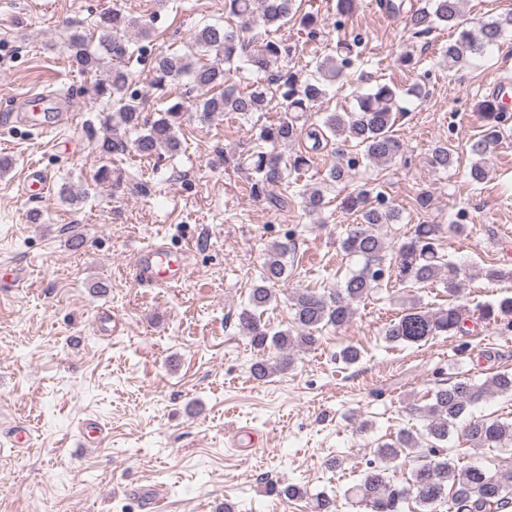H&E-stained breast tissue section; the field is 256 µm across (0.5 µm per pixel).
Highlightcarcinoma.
Wrapping results in <instances>:
<instances>
[{"instance_id": "carcinoma-1", "label": "carcinoma", "mask_w": 512, "mask_h": 512, "mask_svg": "<svg viewBox=\"0 0 512 512\" xmlns=\"http://www.w3.org/2000/svg\"><path fill=\"white\" fill-rule=\"evenodd\" d=\"M464 0H428L417 7L406 0H379L386 12L405 19L408 31L416 38L429 36L442 23L457 37L441 48L448 70L469 63L474 55L498 45L512 30V13L492 20L467 22L462 19ZM358 7V0H336L335 28L346 26ZM295 20L315 35L322 25L317 16L302 11L298 0H224V22L206 23L191 33L197 51L159 50L153 57L146 47L135 45L126 36L135 30L142 37L150 34L147 21L114 8L99 15L94 31L74 32L66 43L71 66L90 77L86 92L102 103L99 121L103 129L99 150L101 164L93 175L97 186L120 182L111 167L114 159L134 153L141 158L171 157L180 153L184 115L196 112L203 121L216 114L237 112L247 116L265 112L276 103L278 118L260 129L261 145L248 157L250 194L265 198L276 206L288 203L290 182L277 149L298 141L307 143L304 151L293 156L290 167L306 169L311 153L335 139L350 147L346 163L335 164L329 173L333 182H342L364 162L389 163L402 152V144L393 128L408 112L402 105L405 93L395 84L376 83L365 93L356 94V107L350 112H330L320 123H304L306 113L327 95L328 86L343 80L348 72L365 63V47L358 36L336 41L335 54L316 62L306 79L284 66L291 53L288 44L261 37L254 30L278 28ZM212 56L213 61H202ZM148 65L146 79L163 89L186 80L189 96L157 110L158 118L149 122L143 116L146 101L132 88L135 66ZM482 131L470 150L479 157L496 144L512 122L494 97L478 103ZM452 153L448 144L434 145L430 164L448 168ZM280 189L275 194L274 189ZM303 208L318 213L328 206L324 191L307 186L298 192ZM339 208L357 217L356 226L342 240L343 250L362 259L361 269L348 278L341 289L319 292L296 289L292 297L293 327L272 331L262 321L266 307L278 294V285L287 271L288 243L273 242L268 250L260 282L253 285L248 304L238 314L239 325L250 339L258 357L251 366L254 379L261 381L287 369L294 353L314 346L316 333L327 326L341 328L354 315V303L369 297L381 287L388 273L392 248L382 228L400 221V212L383 192L369 184L336 197ZM442 229L438 224H418L414 233L398 247V279L412 286L443 280L448 293L456 295L466 278L453 262L441 253ZM467 309L451 304L438 311L409 308L384 327L385 340L394 344L421 345L436 336L463 331ZM484 319L512 323V297L486 307ZM497 393H512V373L500 372L478 383L463 377L438 384L430 393V402L413 405L411 411L425 421L428 445L411 430L381 442L377 461L364 472L361 483L348 491L356 503L370 512H404V504L414 501L420 512H437L446 505L448 512H512V465L506 468H460L448 455V435L457 421L469 417L463 428L467 442L474 448L497 449L512 446V422L475 418L472 410ZM413 461L410 476L403 482L393 480L389 464L400 458ZM265 493L284 502L303 500L309 512H336V499L326 494H310L300 484L270 482Z\"/></svg>"}]
</instances>
